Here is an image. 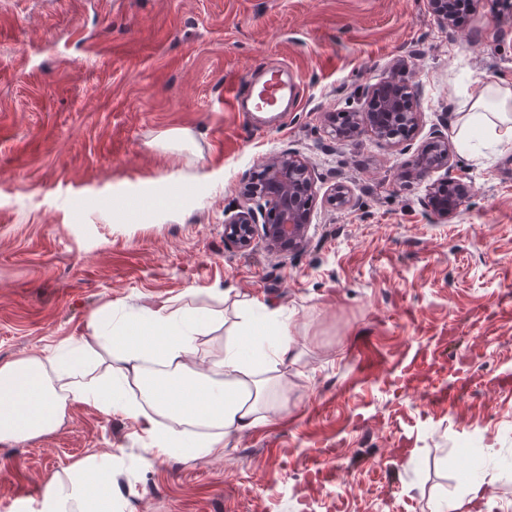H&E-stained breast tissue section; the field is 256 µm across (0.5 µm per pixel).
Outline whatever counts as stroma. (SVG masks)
Here are the masks:
<instances>
[{"label":"stroma","mask_w":512,"mask_h":512,"mask_svg":"<svg viewBox=\"0 0 512 512\" xmlns=\"http://www.w3.org/2000/svg\"><path fill=\"white\" fill-rule=\"evenodd\" d=\"M398 63L420 90L410 146L337 141L325 113L364 107L362 87ZM271 70L297 96L262 117L248 102ZM488 79L512 85L511 13L475 10L449 32L427 0H0V362L88 336L108 301L191 289L231 325L233 298H260L292 314L302 352L287 410L224 455L121 474L128 512H428L473 447L512 461V152L455 153L471 192L446 222L402 178ZM182 128L192 149H162ZM288 149L316 175L308 247L228 248L225 215ZM339 181L355 207L330 203ZM430 353L435 383L467 380L453 406L396 382ZM105 451L141 454L129 420L84 404L52 433L0 442V512Z\"/></svg>","instance_id":"1"}]
</instances>
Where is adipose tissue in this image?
<instances>
[{
	"label": "adipose tissue",
	"instance_id": "adipose-tissue-1",
	"mask_svg": "<svg viewBox=\"0 0 512 512\" xmlns=\"http://www.w3.org/2000/svg\"><path fill=\"white\" fill-rule=\"evenodd\" d=\"M461 110L457 139L464 153H478L487 143L500 153L512 151V86L480 82ZM237 306L239 320L221 354L201 371L194 362L204 353L206 329L223 323L224 314L202 311L183 297L135 316L105 303L88 324L90 340L68 355L41 352L0 363V442L51 432L71 405L84 404L132 420L144 463L178 453L223 455L230 439L284 409L283 370L300 359L286 311L254 297ZM90 362L104 365V380L86 376L82 367ZM126 466L117 454L87 455L58 474L27 512H125L112 486ZM500 478L494 464L472 470L456 493L436 494L429 512L477 506L497 512L499 503L486 490Z\"/></svg>",
	"mask_w": 512,
	"mask_h": 512
}]
</instances>
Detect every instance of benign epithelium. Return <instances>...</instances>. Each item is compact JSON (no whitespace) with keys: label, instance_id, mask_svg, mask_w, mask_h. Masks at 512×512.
Segmentation results:
<instances>
[{"label":"benign epithelium","instance_id":"7a95c632","mask_svg":"<svg viewBox=\"0 0 512 512\" xmlns=\"http://www.w3.org/2000/svg\"><path fill=\"white\" fill-rule=\"evenodd\" d=\"M451 0H427L437 22L451 30L455 27ZM367 107L342 113L343 125L337 116L328 122L337 140L351 141L365 132L380 141L395 144L401 137L398 129H416L420 124V93L395 70L387 79L369 84L361 90ZM446 123L433 126L428 141L417 153L404 177L425 180L436 172L443 176L428 183L422 200L442 219L458 212L470 195V186L451 173V145ZM264 191L251 189L244 205L224 219V243L238 251H248L261 241L268 251L284 255L304 248L309 239L311 204L315 172L294 151L285 150L267 158ZM332 201L340 209L354 206L349 187L341 182L333 188Z\"/></svg>","mask_w":512,"mask_h":512}]
</instances>
